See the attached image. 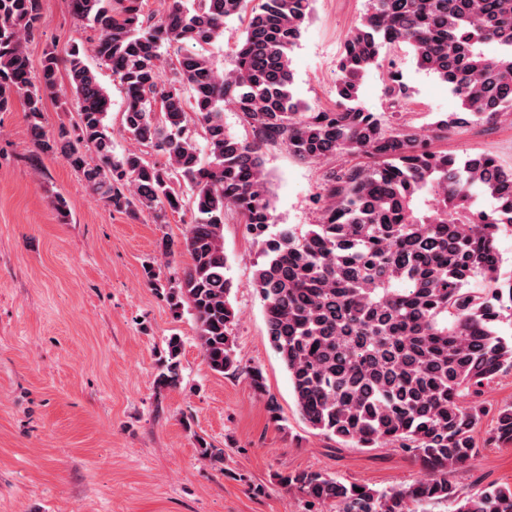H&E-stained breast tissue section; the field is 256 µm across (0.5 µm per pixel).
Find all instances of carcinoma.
<instances>
[{"label": "carcinoma", "mask_w": 512, "mask_h": 512, "mask_svg": "<svg viewBox=\"0 0 512 512\" xmlns=\"http://www.w3.org/2000/svg\"><path fill=\"white\" fill-rule=\"evenodd\" d=\"M68 2L93 35L62 53L46 47L35 72L25 44L38 34L41 0H0V112L21 102L32 159L63 156L98 201L145 210L156 224L179 212L189 192L190 263L166 299L175 314L190 313L203 356L221 374L240 369L224 253V217L236 211L262 246L251 288L305 422L354 448L406 446L426 471L415 485L383 491L322 472L287 474L283 483L337 512H418L439 502L449 512H512L510 487L462 496L448 482L475 454L483 407L474 397L512 368V341L498 329L512 319V282L499 283L496 248L500 226L512 224V170L489 152L461 160L436 151L426 131L354 104L381 51L406 43L417 66L460 101L435 131L512 114V0H369L338 61L335 108L317 112L295 98L290 59L314 0H172L160 16L148 0ZM233 18L247 23L226 73L211 48ZM89 56L124 89L123 131L139 148L114 152L111 99ZM50 95L77 114L52 135L43 126ZM387 95L394 108L407 104L400 75L389 74ZM226 103L253 140L226 131ZM198 125L205 158L191 133ZM267 142L311 162L363 153L373 163L330 170L319 223L271 234L260 156ZM142 146L165 162L148 161ZM479 190L492 211L477 208ZM181 350L170 337L157 387L180 383ZM491 440L512 442L511 404L498 410Z\"/></svg>", "instance_id": "carcinoma-1"}]
</instances>
